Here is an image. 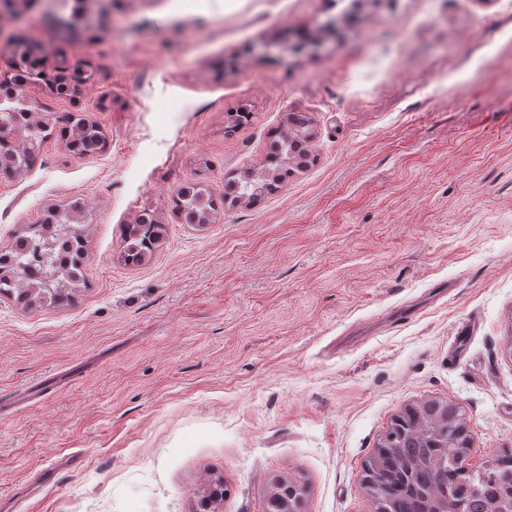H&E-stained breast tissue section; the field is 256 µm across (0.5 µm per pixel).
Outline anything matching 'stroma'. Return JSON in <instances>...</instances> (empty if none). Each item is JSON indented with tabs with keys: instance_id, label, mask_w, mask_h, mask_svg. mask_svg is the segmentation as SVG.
I'll use <instances>...</instances> for the list:
<instances>
[{
	"instance_id": "stroma-1",
	"label": "stroma",
	"mask_w": 512,
	"mask_h": 512,
	"mask_svg": "<svg viewBox=\"0 0 512 512\" xmlns=\"http://www.w3.org/2000/svg\"><path fill=\"white\" fill-rule=\"evenodd\" d=\"M16 0L0 32L40 42L73 97L26 86L46 120L107 134L77 157L50 137L0 174V248L50 206L85 203L70 303L0 296V512H266L274 478L303 512H374L363 463L410 405L465 413L471 467L512 451V0ZM249 123L233 126L237 110ZM313 162L196 226L262 162L287 116ZM151 211L162 245L120 257ZM475 322L465 343L457 327ZM79 464L59 467L66 453Z\"/></svg>"
}]
</instances>
